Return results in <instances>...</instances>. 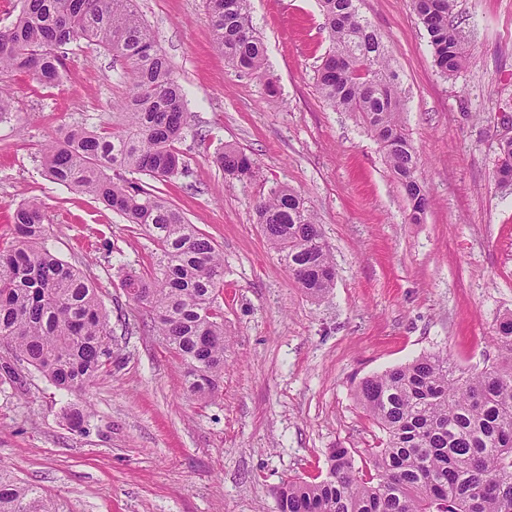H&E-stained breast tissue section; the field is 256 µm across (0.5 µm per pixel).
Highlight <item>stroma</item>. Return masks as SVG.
<instances>
[{
	"mask_svg": "<svg viewBox=\"0 0 512 512\" xmlns=\"http://www.w3.org/2000/svg\"><path fill=\"white\" fill-rule=\"evenodd\" d=\"M137 4L189 113L176 145L185 170L159 188L224 254V392L185 395L181 363L123 286L155 260L152 236L45 174L44 144L111 125L128 90L111 55L74 44L58 86L0 76L16 105L0 116V246L14 210L39 199L48 245L99 289L112 363L76 392L26 364L22 384L0 381V466L56 512H276V487L325 476L329 449H350L366 471L383 433L356 400L362 378L442 350L472 369L497 356L493 324L512 311V186L495 177L512 115V0H458L470 59L453 79L437 72L411 0L356 2L399 76L431 199L417 224L371 132L321 97L319 0H251L263 77L214 50L205 0ZM227 144L254 159L256 180L225 179L214 155ZM277 185L318 215L337 272L323 298L298 288L254 222ZM73 406L83 429L65 418Z\"/></svg>",
	"mask_w": 512,
	"mask_h": 512,
	"instance_id": "stroma-1",
	"label": "stroma"
}]
</instances>
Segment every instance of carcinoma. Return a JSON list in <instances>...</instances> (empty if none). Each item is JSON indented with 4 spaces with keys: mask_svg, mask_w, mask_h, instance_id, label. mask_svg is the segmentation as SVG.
Masks as SVG:
<instances>
[{
    "mask_svg": "<svg viewBox=\"0 0 512 512\" xmlns=\"http://www.w3.org/2000/svg\"><path fill=\"white\" fill-rule=\"evenodd\" d=\"M251 0H206L214 48L240 71L266 74L264 44ZM330 47L317 84L334 109L359 116L383 148L418 222L429 199L416 173L420 155L400 111V89L381 38L356 0H319ZM433 64L448 78L468 50L452 23L456 0H412ZM84 42L112 55L128 92L112 128L70 129L45 144L47 176L92 194L128 223L145 227L159 254L151 270L124 286L151 315L184 365V389L199 401L224 391V256L182 212L131 171L163 180L179 172L175 143L187 124L184 93L139 13L136 0H19L14 21L0 27V75L26 74L42 86L66 72L67 46ZM240 183L259 170L241 148L214 157ZM266 242L313 297L330 292L335 267L321 241L317 214L301 194L280 185L254 208ZM45 215L35 199L13 216L15 241L0 247V341L13 358L68 392L84 389L112 358V330L97 288L46 244ZM497 359L480 370L423 355L362 379L356 399L385 439L359 474L347 448H331L321 480L288 479L275 492L278 512H512V312L494 327ZM0 512H52L45 497L0 467Z\"/></svg>",
    "mask_w": 512,
    "mask_h": 512,
    "instance_id": "cac0c4a2",
    "label": "carcinoma"
}]
</instances>
